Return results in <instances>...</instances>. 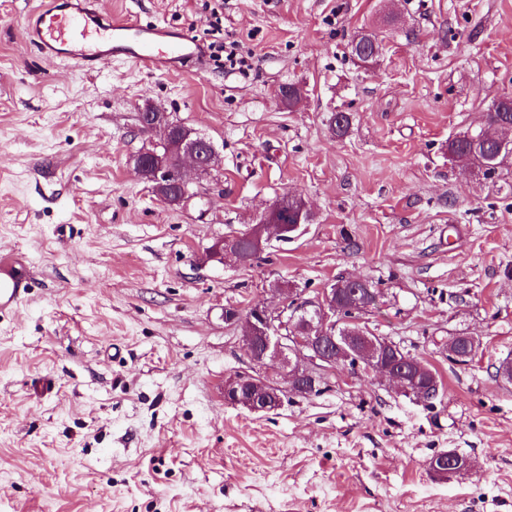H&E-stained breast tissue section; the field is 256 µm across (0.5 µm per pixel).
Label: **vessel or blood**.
Listing matches in <instances>:
<instances>
[{
  "instance_id": "1",
  "label": "vessel or blood",
  "mask_w": 512,
  "mask_h": 512,
  "mask_svg": "<svg viewBox=\"0 0 512 512\" xmlns=\"http://www.w3.org/2000/svg\"><path fill=\"white\" fill-rule=\"evenodd\" d=\"M43 57L62 60L87 72L125 61L154 73L202 65L205 51L187 31L130 18H113L100 0H43L35 11L11 19ZM16 256L0 257V314L26 299L30 282Z\"/></svg>"
}]
</instances>
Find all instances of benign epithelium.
I'll return each instance as SVG.
<instances>
[{"instance_id":"1","label":"benign epithelium","mask_w":512,"mask_h":512,"mask_svg":"<svg viewBox=\"0 0 512 512\" xmlns=\"http://www.w3.org/2000/svg\"><path fill=\"white\" fill-rule=\"evenodd\" d=\"M142 132L149 140L134 157L136 172L152 184L159 199L171 206H180L193 196L191 180H203L221 164L214 142L207 136L171 120L168 113L152 105L139 112ZM300 206L281 199L265 212L260 221L243 232V237L258 247L271 242L264 237L267 218L280 224L281 238L292 239L301 228ZM235 239L221 240L208 256L220 261L232 257L243 264L246 257L234 247ZM343 284H332L310 298L297 293L282 305L272 308L255 305L248 311L249 329L242 336V345L251 362L259 368L274 364L281 373L291 379L316 381L328 378L336 367V351L346 347L352 350L345 358L352 367L362 364V359L382 366L390 364L399 369L403 377L401 393L420 401L433 400L438 396L432 388H418L419 371L415 361L400 358L403 351L387 339L376 341L367 335L362 337L338 336L336 327L343 323L359 324L360 306L337 304L336 294ZM350 316H345V311ZM288 394L270 377L251 374L234 375L224 382V401L241 406L252 412L278 410ZM447 465L440 466L439 474L448 478L467 471L466 461L454 449L447 451Z\"/></svg>"}]
</instances>
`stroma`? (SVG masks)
Instances as JSON below:
<instances>
[{
    "mask_svg": "<svg viewBox=\"0 0 512 512\" xmlns=\"http://www.w3.org/2000/svg\"><path fill=\"white\" fill-rule=\"evenodd\" d=\"M100 2L237 42L250 68L87 74L0 26V252L34 278L0 317V512H512V157L488 178L448 155L512 96V0ZM363 29L386 42L373 66L348 48ZM148 102L220 155L184 205L134 171ZM286 192L312 212L300 235L250 266L207 258ZM348 277L378 289L366 324L436 369L439 397L340 363L274 412L226 403L256 368L225 308ZM458 334L483 345L466 365ZM448 449L473 472L433 477Z\"/></svg>",
    "mask_w": 512,
    "mask_h": 512,
    "instance_id": "obj_1",
    "label": "stroma"
}]
</instances>
